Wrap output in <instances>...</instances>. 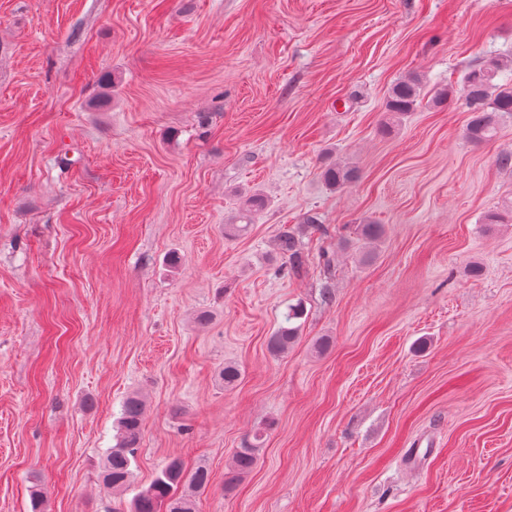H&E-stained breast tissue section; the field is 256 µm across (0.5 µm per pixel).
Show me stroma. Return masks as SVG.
Returning <instances> with one entry per match:
<instances>
[{"instance_id": "35a3bbf8", "label": "stroma", "mask_w": 512, "mask_h": 512, "mask_svg": "<svg viewBox=\"0 0 512 512\" xmlns=\"http://www.w3.org/2000/svg\"><path fill=\"white\" fill-rule=\"evenodd\" d=\"M497 54L512 0H0V512L37 485L43 512H127L173 457L210 471L197 512H512V224L482 222L512 201V116L482 145L458 100L380 130L401 76ZM321 176L329 187L339 190L355 181L357 170L347 165L329 164L323 167ZM278 247L282 253L288 256V263L292 267H300L304 264V255L293 232L284 230L278 240ZM304 309L301 303L288 307V326H281L274 336L270 337L269 348L274 354H281L288 350V346L294 342L299 333V326H290L291 321L301 319ZM143 422V401L138 396H129L122 404L116 444L111 448L103 467L101 488L108 496L121 494L130 485L132 462L140 444ZM263 435L260 431L253 434L252 439L244 448H237L232 456V464L224 483L227 487L233 486L241 478L249 474L258 464L259 450L262 448Z\"/></svg>"}]
</instances>
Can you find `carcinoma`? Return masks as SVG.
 I'll return each instance as SVG.
<instances>
[{
	"mask_svg": "<svg viewBox=\"0 0 512 512\" xmlns=\"http://www.w3.org/2000/svg\"><path fill=\"white\" fill-rule=\"evenodd\" d=\"M502 68L501 59L491 56L470 69L459 88H443L432 97L435 104H442L453 98L462 101L470 112L466 137L472 142L494 141L498 130V116L512 115V83L495 82ZM422 97L423 85L419 76L409 75L395 81L387 92L386 112L389 120L386 122V129L394 128L407 113L415 111ZM321 176L329 187L339 190L355 181L357 170L347 165L329 164L323 167ZM266 205L263 196L253 194L246 199L240 218L249 223L251 217ZM484 223L512 224V206L488 211L484 216ZM278 247L288 256V263L292 267L298 268L304 264V255L294 233L283 231ZM298 333L297 326L280 327L270 337L271 352H286ZM218 377L224 386L234 387L241 380L242 372L238 366L226 364L219 371ZM143 422V401L134 395L128 397L122 404L115 436L116 444L111 448L103 467L102 490L108 496L121 494L130 485L132 462L140 444ZM262 444L263 435L257 431L245 447L234 451L232 464L225 478L226 486H233L257 466ZM209 483L210 473L206 467L198 466L188 471L180 459L171 458L151 484L133 497L131 512H196V494Z\"/></svg>",
	"mask_w": 512,
	"mask_h": 512,
	"instance_id": "obj_1",
	"label": "carcinoma"
}]
</instances>
